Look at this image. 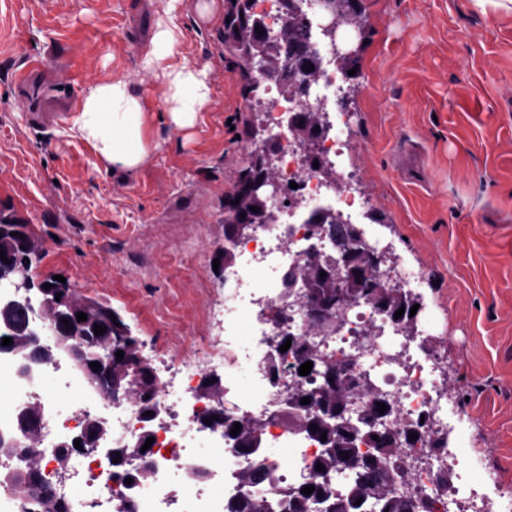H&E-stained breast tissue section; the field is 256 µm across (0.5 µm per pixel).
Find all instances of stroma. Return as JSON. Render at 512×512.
Returning <instances> with one entry per match:
<instances>
[{"mask_svg":"<svg viewBox=\"0 0 512 512\" xmlns=\"http://www.w3.org/2000/svg\"><path fill=\"white\" fill-rule=\"evenodd\" d=\"M169 0H0V214L29 225L31 275L69 278L172 353L207 336L221 288L224 196L246 146L264 138L248 80L224 51L226 0H179L177 61L205 71L210 101L176 129L141 67ZM349 43L355 146L347 158L372 205L359 222L422 266L431 348L462 408L459 452L512 487V0H359ZM77 89L132 78L148 105L150 151L109 171L68 120L33 123L34 59Z\"/></svg>","mask_w":512,"mask_h":512,"instance_id":"35a3bbf8","label":"stroma"}]
</instances>
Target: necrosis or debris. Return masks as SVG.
<instances>
[{"label": "necrosis or debris", "mask_w": 512, "mask_h": 512, "mask_svg": "<svg viewBox=\"0 0 512 512\" xmlns=\"http://www.w3.org/2000/svg\"><path fill=\"white\" fill-rule=\"evenodd\" d=\"M297 15L308 27L316 53L313 73L305 75L306 91L286 99L276 80L257 74L264 88V109L271 139L281 140L277 161L278 191L266 196L275 219L256 224L235 247V259L224 268V298L217 314L225 336L197 337L180 356L155 353L151 366L159 379L155 409L145 413L128 399L111 403L102 392L81 387L67 359L31 361L26 352H0V512H30V502L18 498L8 477L24 469L31 439L40 442V470L69 512H104L106 503L127 501L134 512H230L232 502H266L268 512H290L297 487L321 453L322 445L304 432L288 427L286 399L298 379L291 354L269 348L272 336H293L328 360L347 363L356 385H371L392 405L383 418L386 428L400 431L401 458L411 464L405 493L416 512H472L485 486L472 466L450 449L440 429L443 419L459 407L444 378L447 358L428 352L426 327L405 335L400 322L366 302L349 309L336 333L321 336L307 310L282 286L287 273L299 272L309 253L332 262L338 248L320 236L310 213L328 208L344 221L368 206L354 188L359 173L345 163L351 140L343 127L330 121L341 111L349 80L336 64V48L321 34L324 17L320 0H294ZM321 103L323 118L313 154L307 155L288 137L290 117L307 104ZM246 365L258 389L256 398H237L228 366ZM277 378H270V368ZM213 376L224 379L220 395L204 388ZM42 405L43 427L31 435L20 427L22 414L33 402ZM234 418H254L264 424L258 447L234 450L224 432L207 424L214 410ZM109 430L106 448L127 451L122 479L109 478L102 454L75 449L90 419ZM151 436L148 454L136 447ZM264 468L265 478L242 486L240 474Z\"/></svg>", "instance_id": "1"}]
</instances>
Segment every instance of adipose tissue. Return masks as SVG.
<instances>
[{
	"label": "adipose tissue",
	"mask_w": 512,
	"mask_h": 512,
	"mask_svg": "<svg viewBox=\"0 0 512 512\" xmlns=\"http://www.w3.org/2000/svg\"><path fill=\"white\" fill-rule=\"evenodd\" d=\"M179 34L175 13L158 19L142 65L160 78L169 119L184 129L195 124L209 103L210 89L203 72L176 63ZM148 119L133 82L116 78L85 89L81 107L71 118V131L93 146L102 164L130 172L149 154Z\"/></svg>",
	"instance_id": "obj_1"
}]
</instances>
